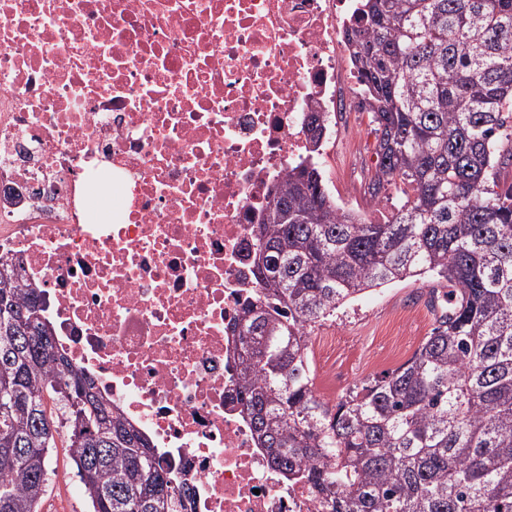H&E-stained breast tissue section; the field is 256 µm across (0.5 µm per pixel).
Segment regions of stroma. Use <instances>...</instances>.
Returning <instances> with one entry per match:
<instances>
[{
	"instance_id": "obj_1",
	"label": "stroma",
	"mask_w": 512,
	"mask_h": 512,
	"mask_svg": "<svg viewBox=\"0 0 512 512\" xmlns=\"http://www.w3.org/2000/svg\"><path fill=\"white\" fill-rule=\"evenodd\" d=\"M375 139L368 117H361L346 145L330 155L328 170L340 173L346 190L360 194L367 187L376 161L368 144ZM431 287L430 281L412 278L384 285L316 324L310 347L313 368H321L325 358L320 342L336 344L332 400H339L361 381L396 368L412 355L434 323V312L428 305ZM51 469L41 512H87L76 470L64 446L53 449Z\"/></svg>"
}]
</instances>
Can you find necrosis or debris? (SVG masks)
<instances>
[{
	"instance_id": "4bbe7bcc",
	"label": "necrosis or debris",
	"mask_w": 512,
	"mask_h": 512,
	"mask_svg": "<svg viewBox=\"0 0 512 512\" xmlns=\"http://www.w3.org/2000/svg\"><path fill=\"white\" fill-rule=\"evenodd\" d=\"M358 0H0V258L189 512H333L259 448L232 328L268 189L364 111ZM326 116L318 150L304 117Z\"/></svg>"
}]
</instances>
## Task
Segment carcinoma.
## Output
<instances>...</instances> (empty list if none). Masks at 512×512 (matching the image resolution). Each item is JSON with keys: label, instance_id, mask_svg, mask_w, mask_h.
<instances>
[{"label": "carcinoma", "instance_id": "carcinoma-1", "mask_svg": "<svg viewBox=\"0 0 512 512\" xmlns=\"http://www.w3.org/2000/svg\"><path fill=\"white\" fill-rule=\"evenodd\" d=\"M385 224L336 210L311 163L268 190L242 308L238 400L258 447L333 512H512V0H362L349 37ZM305 126L313 144L321 113ZM427 275L441 312L412 356L336 404L312 328L366 290ZM448 292L439 294L438 288ZM44 293L0 263V512H40L57 441L88 512H186L179 472L60 350Z\"/></svg>", "mask_w": 512, "mask_h": 512}]
</instances>
